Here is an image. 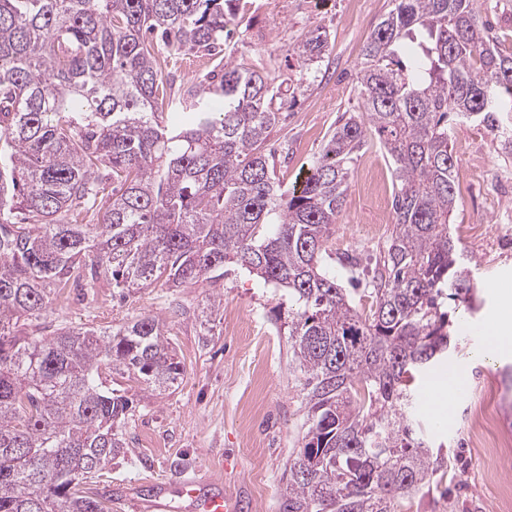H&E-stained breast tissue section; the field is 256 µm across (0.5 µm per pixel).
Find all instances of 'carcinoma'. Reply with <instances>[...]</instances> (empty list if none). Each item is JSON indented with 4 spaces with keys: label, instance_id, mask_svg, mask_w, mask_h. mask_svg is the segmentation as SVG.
Returning <instances> with one entry per match:
<instances>
[{
    "label": "carcinoma",
    "instance_id": "carcinoma-1",
    "mask_svg": "<svg viewBox=\"0 0 512 512\" xmlns=\"http://www.w3.org/2000/svg\"><path fill=\"white\" fill-rule=\"evenodd\" d=\"M234 0H0V512H107L85 486L128 453L135 375L183 373L151 316L116 331L46 315L67 288L217 283L236 263L288 295L307 429L279 512H400L448 467L410 420L416 376L448 361L476 280L448 232V122L512 128V55L475 0H393L363 45L364 111L336 127L300 186L281 190L265 140L283 101L231 61L174 95V59L224 43ZM327 36L294 48L318 63ZM374 132L394 165V227L370 313L325 263L351 164Z\"/></svg>",
    "mask_w": 512,
    "mask_h": 512
}]
</instances>
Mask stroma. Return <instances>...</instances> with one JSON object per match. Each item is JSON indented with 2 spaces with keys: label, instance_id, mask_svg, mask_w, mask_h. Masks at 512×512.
Instances as JSON below:
<instances>
[{
  "label": "stroma",
  "instance_id": "1",
  "mask_svg": "<svg viewBox=\"0 0 512 512\" xmlns=\"http://www.w3.org/2000/svg\"><path fill=\"white\" fill-rule=\"evenodd\" d=\"M476 6L501 51L512 54V0H477ZM391 7L392 0H239L229 16L224 58L295 90L292 107L281 113L266 142L276 152L283 190L304 176L341 117L358 110L361 50ZM317 27L328 34V50L323 61L307 67L293 48ZM215 64L206 52L188 51L164 65L162 74L177 92L209 79ZM449 135L457 173L450 232L464 257L479 265L481 306L469 316L458 354L444 365L463 379L444 425H434L432 399L423 393L428 375L414 382L411 416L447 452L449 464L438 487L416 497L410 512H498L485 473L496 470L500 480L511 482L512 473L506 462L470 448L468 408L487 381H496L501 428L512 432V348L496 349L484 334L501 322L502 295L512 292V154L474 123L456 124ZM394 184L384 149L368 136L352 166L326 259L340 282L354 275L369 282L393 228ZM211 297L220 301L218 321L205 339L199 314ZM287 311L279 289L259 285L232 263L213 286H156L121 299L100 284L54 304L49 320L56 326L117 328L159 317L183 366L178 383L161 392L136 378L123 382L138 400L124 427L129 451L97 486L111 496L112 512H150L148 503L158 492L171 512H191L180 495L187 478L219 482L253 512H278L282 473L306 431L303 377L289 365L288 332L276 321Z\"/></svg>",
  "mask_w": 512,
  "mask_h": 512
}]
</instances>
